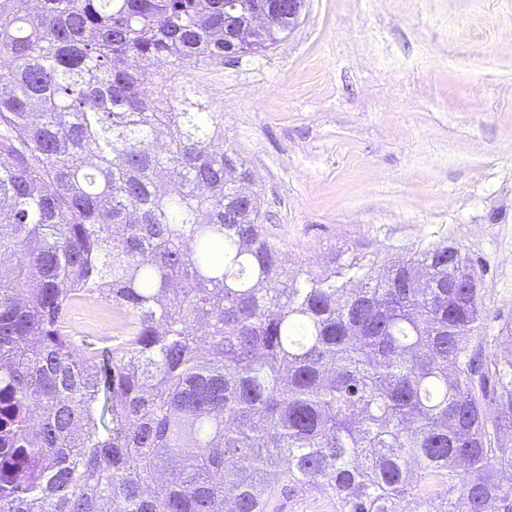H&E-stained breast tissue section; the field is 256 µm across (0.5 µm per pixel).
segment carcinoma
I'll list each match as a JSON object with an SVG mask.
<instances>
[{"label":"carcinoma","mask_w":512,"mask_h":512,"mask_svg":"<svg viewBox=\"0 0 512 512\" xmlns=\"http://www.w3.org/2000/svg\"><path fill=\"white\" fill-rule=\"evenodd\" d=\"M224 2L0 0V512H512L482 274L446 238L288 266L193 76L288 21ZM70 318L73 323L78 326L87 330L94 329L93 331L86 333L100 336L103 333L101 327H104L105 324H112V331L108 332V334H112V336H120L119 330L117 329L119 325L115 323V317L113 319V313L108 309L101 307L98 308L96 312H88L84 309H78L71 313ZM277 503L279 512H336L333 500L314 492L287 493Z\"/></svg>","instance_id":"carcinoma-1"}]
</instances>
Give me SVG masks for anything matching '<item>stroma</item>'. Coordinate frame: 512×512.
Returning a JSON list of instances; mask_svg holds the SVG:
<instances>
[{
	"label": "stroma",
	"mask_w": 512,
	"mask_h": 512,
	"mask_svg": "<svg viewBox=\"0 0 512 512\" xmlns=\"http://www.w3.org/2000/svg\"><path fill=\"white\" fill-rule=\"evenodd\" d=\"M289 265L448 237L512 321V0H306L261 54L196 72Z\"/></svg>",
	"instance_id": "1"
}]
</instances>
